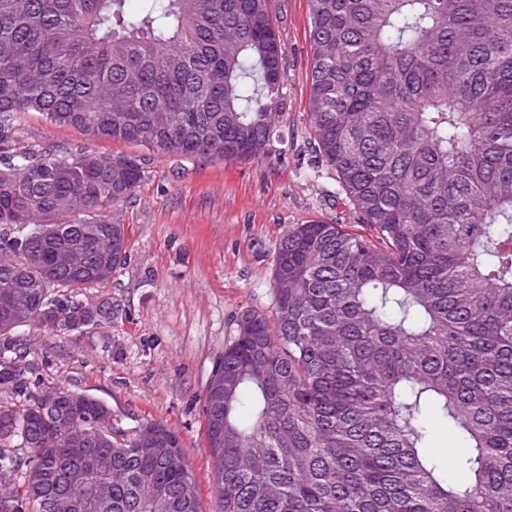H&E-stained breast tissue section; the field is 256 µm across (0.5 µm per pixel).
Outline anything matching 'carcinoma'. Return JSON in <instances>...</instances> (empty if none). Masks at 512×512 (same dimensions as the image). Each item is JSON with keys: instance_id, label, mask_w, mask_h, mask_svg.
I'll return each mask as SVG.
<instances>
[{"instance_id": "cac0c4a2", "label": "carcinoma", "mask_w": 512, "mask_h": 512, "mask_svg": "<svg viewBox=\"0 0 512 512\" xmlns=\"http://www.w3.org/2000/svg\"><path fill=\"white\" fill-rule=\"evenodd\" d=\"M0 0V512H199L181 440L41 383L17 329L127 258L137 159L12 148L25 113L152 150L265 155L284 50L270 0ZM309 122L361 232L296 224L276 319L246 311L204 393L218 512H512V0H308ZM441 419L461 478L425 452ZM28 448L24 457L13 442Z\"/></svg>"}]
</instances>
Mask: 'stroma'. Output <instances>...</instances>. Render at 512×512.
I'll use <instances>...</instances> for the list:
<instances>
[{"instance_id":"stroma-1","label":"stroma","mask_w":512,"mask_h":512,"mask_svg":"<svg viewBox=\"0 0 512 512\" xmlns=\"http://www.w3.org/2000/svg\"><path fill=\"white\" fill-rule=\"evenodd\" d=\"M270 5L285 57L275 135L264 157L240 163L162 153L34 112L16 133L22 151L141 161L134 195L110 212L113 223L128 227L127 262L82 296L89 304L111 299V327L63 338L30 325L19 334L46 384L104 401L113 427L130 435L160 422L176 432L200 512H217L203 394L237 317L248 310L273 317L274 260L292 225L355 221L335 172L318 157L309 123L307 0Z\"/></svg>"}]
</instances>
